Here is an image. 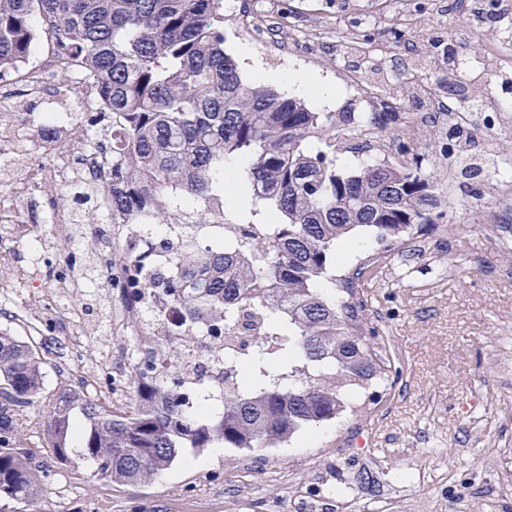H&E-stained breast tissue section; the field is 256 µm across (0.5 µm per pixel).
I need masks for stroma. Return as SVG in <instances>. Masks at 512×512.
<instances>
[{
  "label": "stroma",
  "mask_w": 512,
  "mask_h": 512,
  "mask_svg": "<svg viewBox=\"0 0 512 512\" xmlns=\"http://www.w3.org/2000/svg\"><path fill=\"white\" fill-rule=\"evenodd\" d=\"M224 14V49L247 48L264 70H311L330 92L307 99L336 134V164H399L424 155L423 170L445 199L436 223L391 251L388 275L364 279L368 325L390 349L389 384L363 393L354 412L283 448L253 454L211 449L185 453L156 478L132 486L97 475L89 462L61 464L48 446L45 423L56 395L76 383L88 358L104 353L128 377L125 337L91 336L82 353L47 355L44 393L20 439L44 467L41 491L28 512H512V123L498 110L512 107V64L486 68L493 94L482 111L421 123L416 89L450 96L443 70L416 75L411 51L394 52L388 71L373 79L389 86L396 105L383 115L347 82L354 67L369 73L365 53L350 48L345 22L364 12L389 13L398 0H231ZM250 3L306 29L316 18L320 48L279 52L248 38L239 18ZM413 27L449 30L463 55L481 57L496 43L494 23L471 29L457 13L415 12ZM372 127L381 155L363 152L358 133ZM455 126L469 145L446 157L442 134ZM494 160L498 180L469 178L470 163ZM457 224L466 234L454 233Z\"/></svg>",
  "instance_id": "obj_1"
}]
</instances>
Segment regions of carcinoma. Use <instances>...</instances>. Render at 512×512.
<instances>
[{
	"label": "carcinoma",
	"mask_w": 512,
	"mask_h": 512,
	"mask_svg": "<svg viewBox=\"0 0 512 512\" xmlns=\"http://www.w3.org/2000/svg\"><path fill=\"white\" fill-rule=\"evenodd\" d=\"M99 83L112 120L97 124L122 163L112 170V218L152 224L247 225L237 253L161 240L179 250L174 298L192 319L253 337L224 366V396L195 405L173 384L136 386L133 410H109L82 386L60 392L46 434L58 462L77 456L116 482L138 484L187 450L222 443L253 451L288 444L339 418L392 371L365 333L359 282L372 257L341 279L347 298L322 287L336 249L373 234L383 252L433 224L443 204L420 155L345 172L318 147V112L247 82L224 51V0H0V73L33 52L40 28ZM44 354L0 332V500L25 512L40 463L19 439L41 397Z\"/></svg>",
	"instance_id": "carcinoma-1"
}]
</instances>
